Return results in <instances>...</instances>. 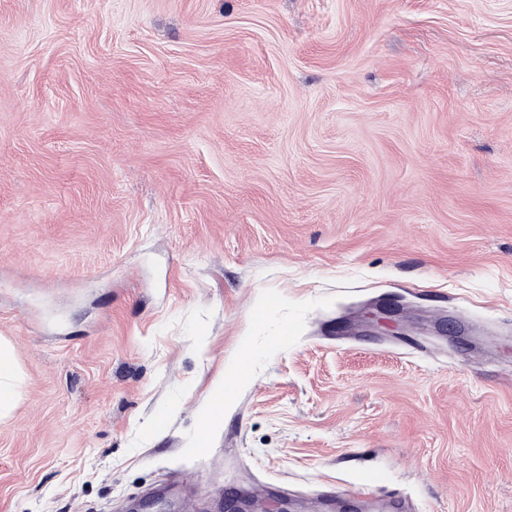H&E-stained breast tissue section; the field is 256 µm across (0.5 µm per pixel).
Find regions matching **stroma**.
<instances>
[{
    "label": "stroma",
    "mask_w": 512,
    "mask_h": 512,
    "mask_svg": "<svg viewBox=\"0 0 512 512\" xmlns=\"http://www.w3.org/2000/svg\"><path fill=\"white\" fill-rule=\"evenodd\" d=\"M0 340V512H512V0H0ZM12 347L0 342V414L9 412L19 398V391L10 380L14 369ZM224 411V383L219 384L214 391L208 406L201 412L196 436L197 448L208 447L210 432L223 421Z\"/></svg>",
    "instance_id": "1"
}]
</instances>
